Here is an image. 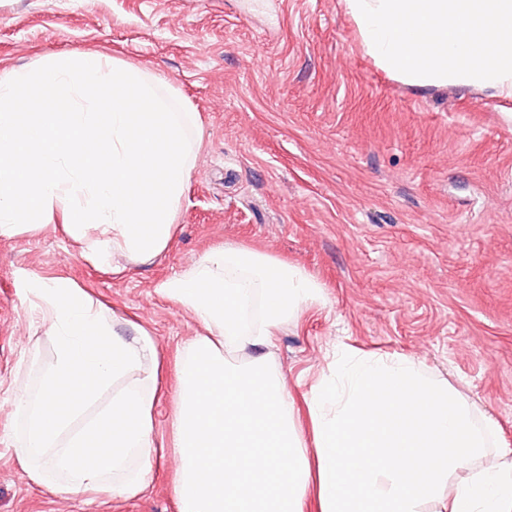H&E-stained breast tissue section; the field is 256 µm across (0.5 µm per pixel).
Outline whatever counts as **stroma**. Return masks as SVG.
<instances>
[{
	"mask_svg": "<svg viewBox=\"0 0 512 512\" xmlns=\"http://www.w3.org/2000/svg\"><path fill=\"white\" fill-rule=\"evenodd\" d=\"M100 51L167 80L201 139L179 230L153 263L101 273L60 230L0 238V512H179L173 451L137 498L35 483L17 460V384L36 386L55 345L27 294L68 279L152 336L168 393L200 332L158 295L210 248L243 244L299 265L323 306L267 351L295 396L337 346L398 353L479 405L512 448V99L418 87L368 56L344 0H0V69Z\"/></svg>",
	"mask_w": 512,
	"mask_h": 512,
	"instance_id": "1",
	"label": "stroma"
}]
</instances>
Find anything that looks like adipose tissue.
Listing matches in <instances>:
<instances>
[{
  "label": "adipose tissue",
  "mask_w": 512,
  "mask_h": 512,
  "mask_svg": "<svg viewBox=\"0 0 512 512\" xmlns=\"http://www.w3.org/2000/svg\"><path fill=\"white\" fill-rule=\"evenodd\" d=\"M27 288L56 358L37 391L15 389L25 421L20 464L69 493L141 495L162 451L152 337L141 328L118 334L117 318L72 281L31 278ZM156 291L204 329L176 366L168 418L179 512H305L312 494L319 512H423L431 500L449 501L448 512H512V448L492 446L493 422L416 359L338 348L305 395L306 430L264 357L226 359L271 346L284 325L324 304L304 269L226 244ZM463 468L467 476L449 486Z\"/></svg>",
  "instance_id": "ef3b65f1"
}]
</instances>
